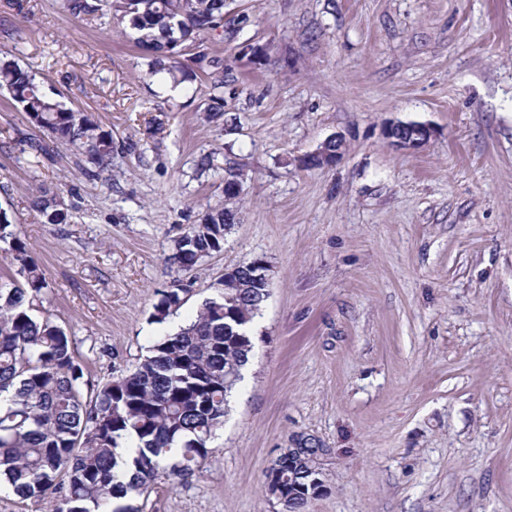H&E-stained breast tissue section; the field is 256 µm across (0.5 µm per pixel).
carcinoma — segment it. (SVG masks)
Returning a JSON list of instances; mask_svg holds the SVG:
<instances>
[{
	"instance_id": "obj_1",
	"label": "carcinoma",
	"mask_w": 512,
	"mask_h": 512,
	"mask_svg": "<svg viewBox=\"0 0 512 512\" xmlns=\"http://www.w3.org/2000/svg\"><path fill=\"white\" fill-rule=\"evenodd\" d=\"M77 18L109 10L129 20L151 73L179 64L175 42L195 50L194 63L217 90L224 68L205 45L206 35L224 27V0H62ZM0 90L30 121L55 141L75 147L97 177L112 162V134L87 112L65 107L26 69L0 60ZM46 224H66L69 212L46 191L33 202ZM237 223L234 209L218 204L175 240L171 264L182 272L224 248ZM0 483L15 495L40 502L58 495L55 512H139L118 500L148 494L162 477L185 476L209 458L210 442L224 424L230 397L242 378L254 344L247 325L265 302L267 288L249 264L220 282L196 315L173 334L158 337L135 369L93 384L84 380L74 342L48 315L33 314L48 283L27 244L0 206ZM190 289L174 281L162 291L152 318L164 322L186 301ZM124 447L127 456L116 449ZM307 455L283 459L280 475L266 474L267 490L281 486L285 512H305L309 499L288 502V469L306 467Z\"/></svg>"
}]
</instances>
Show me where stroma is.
Returning <instances> with one entry per match:
<instances>
[{
  "instance_id": "obj_1",
  "label": "stroma",
  "mask_w": 512,
  "mask_h": 512,
  "mask_svg": "<svg viewBox=\"0 0 512 512\" xmlns=\"http://www.w3.org/2000/svg\"><path fill=\"white\" fill-rule=\"evenodd\" d=\"M132 37L61 0H0V59L116 145L88 179L72 146L33 153L42 131L0 92V207L45 272L38 310L66 328L86 379L133 370L225 268L270 267L208 462L135 505L283 512L271 459L327 448V491L306 512H512V0H226L207 40L218 90L189 49L180 71L150 74ZM248 43L263 56H242ZM398 122L435 134L402 149L387 136ZM335 136V166L301 165ZM231 167L239 219L223 251L179 275L174 241L223 202ZM44 190L70 205L67 223H42ZM179 277L190 298L151 322Z\"/></svg>"
}]
</instances>
